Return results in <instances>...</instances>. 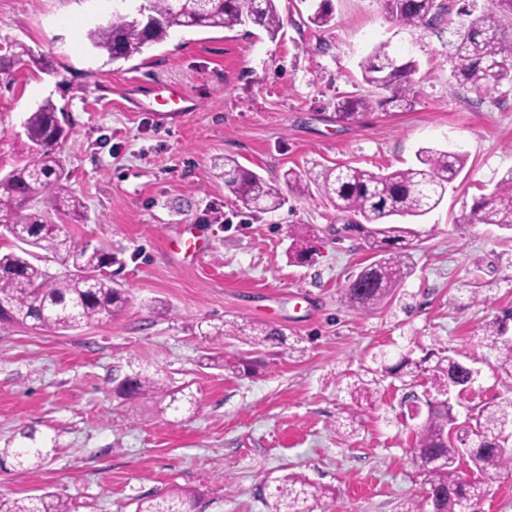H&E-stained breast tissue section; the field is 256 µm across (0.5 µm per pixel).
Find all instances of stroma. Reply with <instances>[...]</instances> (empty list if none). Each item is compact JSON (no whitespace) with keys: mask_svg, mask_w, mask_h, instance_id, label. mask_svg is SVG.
Wrapping results in <instances>:
<instances>
[{"mask_svg":"<svg viewBox=\"0 0 512 512\" xmlns=\"http://www.w3.org/2000/svg\"><path fill=\"white\" fill-rule=\"evenodd\" d=\"M444 2L443 23L412 35L382 0H333L323 28L307 21L314 0H278L276 35L174 29L112 63L87 38L110 21L112 0H0V39L57 67L0 83V175L26 158L27 112L52 98L73 136L68 185L87 214L66 230L116 253L131 297L122 315L79 330L0 327V448L20 445L27 429L46 447L35 473L6 460L0 500L49 491L71 512H135L139 498L177 486L199 493L201 512H267L274 478L296 472L336 488L329 512H401L422 492L410 454L419 422L401 399L423 356L475 357L474 383L453 400L458 422L512 396V374L494 369L474 336L512 310V232L462 221L512 169V85L478 94L456 81L448 41L459 3ZM382 43L412 48L411 107L337 122L339 98L368 92L360 63ZM164 85L188 111L156 102ZM423 147L467 163L416 224L411 275L369 312L342 300L371 258L348 214L318 193L254 213L213 170L231 155L267 178L348 162L390 171ZM306 230L314 255L289 263L292 235ZM227 321L278 329L283 341L198 331ZM218 352L262 366L254 375L207 366ZM144 369L187 384L192 407L119 394ZM358 380L377 402L336 435Z\"/></svg>","mask_w":512,"mask_h":512,"instance_id":"obj_1","label":"stroma"}]
</instances>
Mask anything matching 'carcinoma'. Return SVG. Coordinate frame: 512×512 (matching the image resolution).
Here are the masks:
<instances>
[{
    "label": "carcinoma",
    "mask_w": 512,
    "mask_h": 512,
    "mask_svg": "<svg viewBox=\"0 0 512 512\" xmlns=\"http://www.w3.org/2000/svg\"><path fill=\"white\" fill-rule=\"evenodd\" d=\"M386 13L402 28L414 32L434 28L442 21L447 7L436 0H383ZM152 18L145 26L129 14L115 11L112 20L89 33L92 45L107 54L112 62L129 60L145 49L164 42L173 28H223L252 24L275 35L281 26L277 0H148ZM458 37L448 42L449 59L457 82L480 90L488 86L512 84V35H507L502 18L512 16V0H490L487 8L474 14ZM333 19L330 0H320L308 16L310 24L323 27ZM0 50V79L18 64L31 71L51 67L47 57L18 40L4 43ZM364 82L372 91L336 102V121L359 122L376 107L393 103L411 107L407 91L417 70L413 58L406 60L378 46L361 64ZM376 90H391L386 99H378ZM30 160L0 177V236L23 244L19 251L0 252V324L31 325L49 331L77 330L122 314L130 304L125 289L112 280V250L81 242L69 234L51 238L47 226L57 218L80 223L84 204L69 189L62 144L70 130L59 127L57 106L47 98L27 113L23 121ZM417 164L382 174L373 170L337 164L304 173L288 170L283 179H266L233 159H224V184L247 208L254 212H273L284 202L282 187L305 195L316 187L336 210L359 218L356 227L365 233L375 260L351 275L344 288V302L367 312L383 303L408 275V250L414 232L391 225L394 217H421L442 202L448 185L465 168L467 159L460 152L426 147L418 150ZM468 221L494 224L512 231V169L480 198L471 209ZM52 241L53 249L70 270L51 275L37 263L34 249ZM480 346L494 355L493 367L512 373V340L505 337V320L486 322L479 327ZM213 365L233 372L251 368L246 359L224 360V354L210 357ZM427 375L428 411L416 434L413 460L423 474L422 493H430L436 512H466L481 506L488 495L485 483L462 477L460 462L468 459L480 473L512 467V448L501 435L512 426V398L482 408L476 416L477 442L452 439L455 425L453 405L445 396L453 388L473 382V367L456 355L439 352L435 364L423 369ZM119 390L143 399H169L168 407L192 399L184 389L170 385L147 371L125 378ZM28 443L13 452L17 463L33 467L43 459L35 432L23 431ZM336 496L304 475L289 474L280 479L268 505L269 512H315L326 509L323 499ZM199 495L191 490L172 489L139 500L136 512H196ZM0 512H70L68 502L46 492L0 504Z\"/></svg>",
    "instance_id": "1"
}]
</instances>
